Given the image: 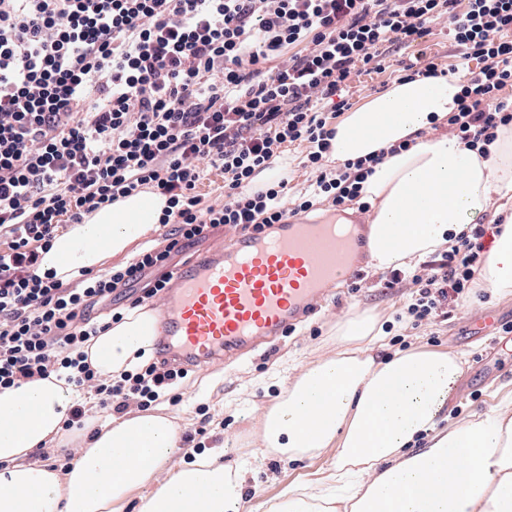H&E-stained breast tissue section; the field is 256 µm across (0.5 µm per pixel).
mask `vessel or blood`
Returning <instances> with one entry per match:
<instances>
[{
    "instance_id": "obj_1",
    "label": "vessel or blood",
    "mask_w": 512,
    "mask_h": 512,
    "mask_svg": "<svg viewBox=\"0 0 512 512\" xmlns=\"http://www.w3.org/2000/svg\"><path fill=\"white\" fill-rule=\"evenodd\" d=\"M369 226L341 215H288L265 231L213 246L170 271L156 311L157 344L189 369L237 359L271 344L316 313L334 285L366 267Z\"/></svg>"
}]
</instances>
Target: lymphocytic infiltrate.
<instances>
[{"label":"lymphocytic infiltrate","instance_id":"obj_1","mask_svg":"<svg viewBox=\"0 0 512 512\" xmlns=\"http://www.w3.org/2000/svg\"><path fill=\"white\" fill-rule=\"evenodd\" d=\"M434 24L480 64L450 132L490 144L512 123L500 96L512 86V0H0V389L61 372L120 414L177 386L186 370L161 360L102 378L82 351L107 328L92 307L211 228L259 232L316 199L338 210L359 198L369 161L325 166L349 107L340 93L356 67L381 69ZM294 143L314 175L305 192L289 195L284 178L253 188ZM212 169L224 199L207 205L198 186ZM144 188L168 199L159 244L68 284L38 274L63 223ZM486 234L474 225L413 275L410 315L469 290Z\"/></svg>","mask_w":512,"mask_h":512}]
</instances>
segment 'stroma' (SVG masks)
<instances>
[{
    "mask_svg": "<svg viewBox=\"0 0 512 512\" xmlns=\"http://www.w3.org/2000/svg\"><path fill=\"white\" fill-rule=\"evenodd\" d=\"M432 61L444 70H454V55L446 27L433 26L418 43L386 57L380 71H356L344 91L351 107L367 97L386 91L403 75L407 64ZM424 261L405 267L406 277L392 283L389 270L368 268L359 278V290L341 288L300 329L273 345L263 347L239 363L190 371L178 386V402L161 399V406L176 417L181 432H199L205 447L223 445L228 461L250 460L243 508L253 512L261 502L271 501L293 485H309L330 465L333 454L325 452L313 460H288L255 455L259 440L255 423L278 395L276 380L292 365L307 363L336 347V324L353 311H364L384 325L385 335L377 348L378 358L411 348L450 351L463 359L462 371L448 397L445 412L450 420L462 421L495 411L512 394V359L488 363V337L469 339L471 316L491 312L512 315V293L497 294L473 288L451 302L448 313L421 321L407 312L414 286L413 274L422 273Z\"/></svg>",
    "mask_w": 512,
    "mask_h": 512,
    "instance_id": "stroma-1",
    "label": "stroma"
}]
</instances>
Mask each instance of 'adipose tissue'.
Returning <instances> with one entry per match:
<instances>
[{"label":"adipose tissue","instance_id":"obj_1","mask_svg":"<svg viewBox=\"0 0 512 512\" xmlns=\"http://www.w3.org/2000/svg\"><path fill=\"white\" fill-rule=\"evenodd\" d=\"M466 84L464 73L404 78L346 112L332 158L386 151L363 184L374 216L370 260L403 267L455 244L487 214L504 228L485 258L481 287L512 292V124L478 151L438 133ZM167 205L146 189L68 225L43 253L39 273L68 282L125 254L152 232ZM156 333L146 307L88 342L102 376L116 378L146 358ZM381 330L364 313L336 327V348L299 366L260 422L264 453L316 458L335 450L324 483L295 487L262 512H512V398L497 412L441 427L461 371L450 352L417 348L374 355ZM81 395L51 375L0 390V512H239L243 462L221 453L177 463L180 426L165 410L112 418L85 439L65 473L32 459L60 442ZM426 447H416L419 437Z\"/></svg>","mask_w":512,"mask_h":512}]
</instances>
